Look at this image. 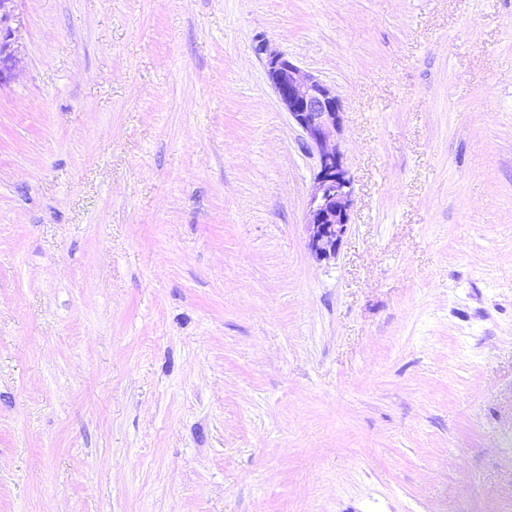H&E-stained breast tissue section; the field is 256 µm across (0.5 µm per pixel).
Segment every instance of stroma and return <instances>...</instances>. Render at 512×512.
Here are the masks:
<instances>
[{"label":"stroma","instance_id":"35a3bbf8","mask_svg":"<svg viewBox=\"0 0 512 512\" xmlns=\"http://www.w3.org/2000/svg\"><path fill=\"white\" fill-rule=\"evenodd\" d=\"M0 512H512V0H17ZM331 86L351 228L270 53Z\"/></svg>","mask_w":512,"mask_h":512}]
</instances>
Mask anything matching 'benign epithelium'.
Instances as JSON below:
<instances>
[{
    "label": "benign epithelium",
    "mask_w": 512,
    "mask_h": 512,
    "mask_svg": "<svg viewBox=\"0 0 512 512\" xmlns=\"http://www.w3.org/2000/svg\"><path fill=\"white\" fill-rule=\"evenodd\" d=\"M14 20L15 0H0V88L13 80L18 63ZM267 73L279 100L302 130L307 147L317 155L306 215L308 247L317 260H334L350 230L353 204L352 181L336 143L341 101L332 87L282 54L268 57Z\"/></svg>",
    "instance_id": "benign-epithelium-1"
}]
</instances>
